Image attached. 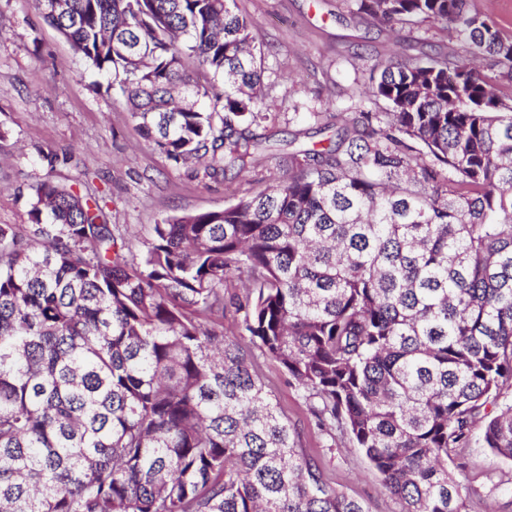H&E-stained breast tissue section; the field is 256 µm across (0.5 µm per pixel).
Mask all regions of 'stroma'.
Segmentation results:
<instances>
[{"label":"stroma","instance_id":"obj_1","mask_svg":"<svg viewBox=\"0 0 512 512\" xmlns=\"http://www.w3.org/2000/svg\"><path fill=\"white\" fill-rule=\"evenodd\" d=\"M237 5L254 18L253 35L269 49L263 84L270 107L256 130L268 149L245 171L209 176L193 164L173 165L146 143L111 79L74 52L34 0H0V224L29 223L32 188L49 179L98 198L109 224L146 241L151 225L168 217L219 210L265 189L294 146L335 139L345 115L384 111L362 95L374 63L448 45L442 25L394 32L371 24L351 0ZM48 150L72 152L73 159L48 166ZM253 360L326 481L370 512H403L349 437L316 426L309 401L280 364L258 351ZM448 469L463 483L465 512H512V461L474 442L452 452Z\"/></svg>","mask_w":512,"mask_h":512}]
</instances>
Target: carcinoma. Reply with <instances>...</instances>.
I'll return each instance as SVG.
<instances>
[{
  "instance_id": "carcinoma-1",
  "label": "carcinoma",
  "mask_w": 512,
  "mask_h": 512,
  "mask_svg": "<svg viewBox=\"0 0 512 512\" xmlns=\"http://www.w3.org/2000/svg\"><path fill=\"white\" fill-rule=\"evenodd\" d=\"M35 3L168 160L255 162L264 50L236 0ZM357 10L454 45L375 64L386 111L265 191L153 225L139 256L48 180L0 225V512H370L298 447L254 347L404 512H464L448 457L479 419L512 461V404L487 412L512 387V35L470 0ZM228 306L236 336L209 325Z\"/></svg>"
}]
</instances>
